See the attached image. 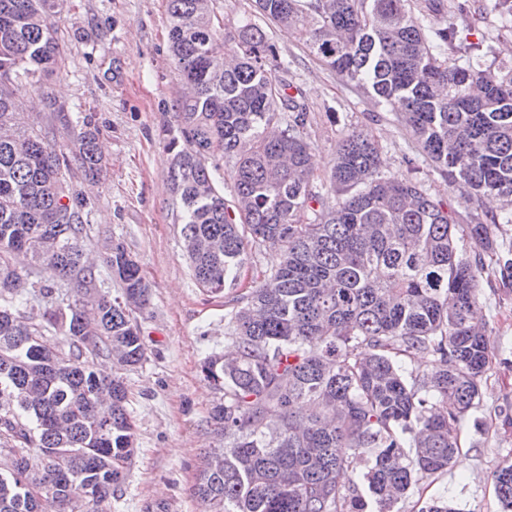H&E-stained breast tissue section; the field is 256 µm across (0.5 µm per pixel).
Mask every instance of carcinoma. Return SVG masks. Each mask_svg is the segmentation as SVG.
Instances as JSON below:
<instances>
[{"mask_svg": "<svg viewBox=\"0 0 512 512\" xmlns=\"http://www.w3.org/2000/svg\"><path fill=\"white\" fill-rule=\"evenodd\" d=\"M67 0H0V512H103L133 451L123 381L102 371L145 361L134 313L149 287L117 243L105 257L115 293L97 290L86 260L88 202L69 158L103 174L97 131L78 117L69 152L23 121L20 93L61 63L56 18ZM217 0H167L169 50L189 93L164 129L172 212L197 283L234 288L253 255L262 272L224 324L235 359L207 355L201 372L224 447L195 485L204 512H379L448 471L460 424L477 407L491 339L472 321L483 275L512 278V63L488 60L450 18L489 13L512 28V0H254L224 24ZM297 31L306 51L382 104L448 189L502 215L459 224L417 177L379 169L378 143L351 130L331 174L309 163V112L264 23ZM231 174V199L219 183ZM45 262L58 284L34 279ZM74 300L58 302L62 288ZM54 307L40 316L21 309ZM56 336L49 346L44 336ZM431 359L432 368L419 363ZM368 462L356 472V462ZM512 512V460L495 475ZM280 261V253L275 249H267L263 251L260 255L255 258L253 262V267L248 265V268L244 271V285L250 286L254 285L251 282L255 280L257 276V271L268 270L272 267H275ZM257 264V271L254 266Z\"/></svg>", "mask_w": 512, "mask_h": 512, "instance_id": "1", "label": "carcinoma"}]
</instances>
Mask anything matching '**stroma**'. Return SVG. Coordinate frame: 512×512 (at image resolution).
<instances>
[{
    "instance_id": "35a3bbf8",
    "label": "stroma",
    "mask_w": 512,
    "mask_h": 512,
    "mask_svg": "<svg viewBox=\"0 0 512 512\" xmlns=\"http://www.w3.org/2000/svg\"><path fill=\"white\" fill-rule=\"evenodd\" d=\"M57 26L61 68L45 77L42 89L22 92V108L37 112L36 128L61 144L72 140L77 113L92 115L107 174L96 184L77 170L70 179L91 200L88 247L101 259L111 243H123L151 288L150 306L137 315L146 359L122 373L136 447L112 512H202L194 494L198 469L224 439L209 422L218 395L200 365L228 346L224 319L233 303L230 293L197 286L173 222L162 130L174 122L178 79L166 0H69ZM267 32L288 64L289 82L308 104L312 163L320 177L331 170L337 140L355 129L378 140L385 177H406L405 160L415 155L416 143L394 108L319 65L298 35L274 25ZM478 316L491 330L494 350L479 406L460 428L468 466L420 481L398 503L399 512H423L435 499L459 512H500L493 474L512 457V281L483 280Z\"/></svg>"
}]
</instances>
